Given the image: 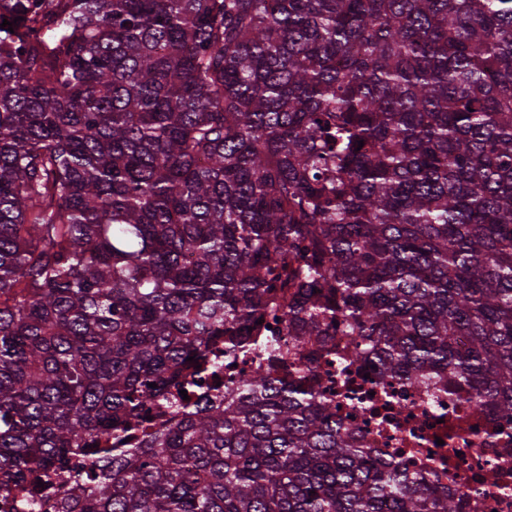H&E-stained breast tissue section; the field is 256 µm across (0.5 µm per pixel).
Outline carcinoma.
<instances>
[{"label": "carcinoma", "instance_id": "carcinoma-1", "mask_svg": "<svg viewBox=\"0 0 512 512\" xmlns=\"http://www.w3.org/2000/svg\"><path fill=\"white\" fill-rule=\"evenodd\" d=\"M5 20L3 508L461 512L268 367L135 427L278 305L295 340L343 325L379 377L446 378L512 424V0H0Z\"/></svg>", "mask_w": 512, "mask_h": 512}]
</instances>
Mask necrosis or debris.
I'll return each instance as SVG.
<instances>
[{"instance_id": "obj_1", "label": "necrosis or debris", "mask_w": 512, "mask_h": 512, "mask_svg": "<svg viewBox=\"0 0 512 512\" xmlns=\"http://www.w3.org/2000/svg\"><path fill=\"white\" fill-rule=\"evenodd\" d=\"M257 356L278 347V378L303 375L336 405L337 421L353 422L361 447L373 459L400 465L440 489L466 494L462 512H512V438L499 435L490 409L459 400L447 383L430 379H379L352 356L353 338L337 330L329 350L303 359L305 345L282 324L261 327ZM503 492L491 496L490 483Z\"/></svg>"}]
</instances>
